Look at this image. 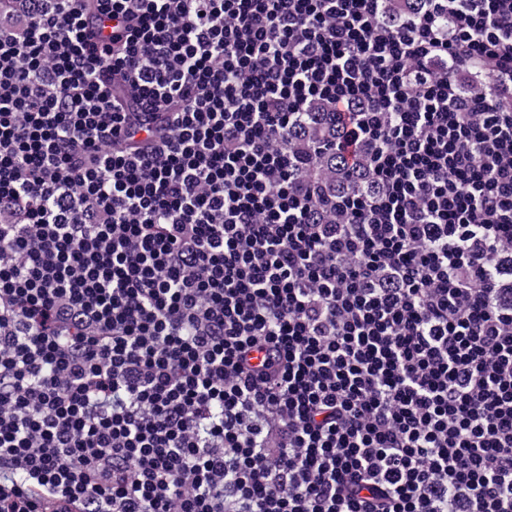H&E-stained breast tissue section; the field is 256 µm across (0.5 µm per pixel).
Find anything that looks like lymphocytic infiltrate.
I'll return each instance as SVG.
<instances>
[{
	"mask_svg": "<svg viewBox=\"0 0 512 512\" xmlns=\"http://www.w3.org/2000/svg\"><path fill=\"white\" fill-rule=\"evenodd\" d=\"M383 13H0V512H512V0ZM308 112H311V114L310 118L305 121L304 134L301 137L288 135V145L301 150L306 159V153L310 146L328 142L339 135L335 112H330L328 106L315 103L309 108ZM313 166L326 185L327 193L336 194V190L354 183H361L367 171L361 167L358 172L348 169L336 157V153L326 151L313 160ZM351 173V176H350ZM353 174V176H352Z\"/></svg>",
	"mask_w": 512,
	"mask_h": 512,
	"instance_id": "lymphocytic-infiltrate-1",
	"label": "lymphocytic infiltrate"
}]
</instances>
